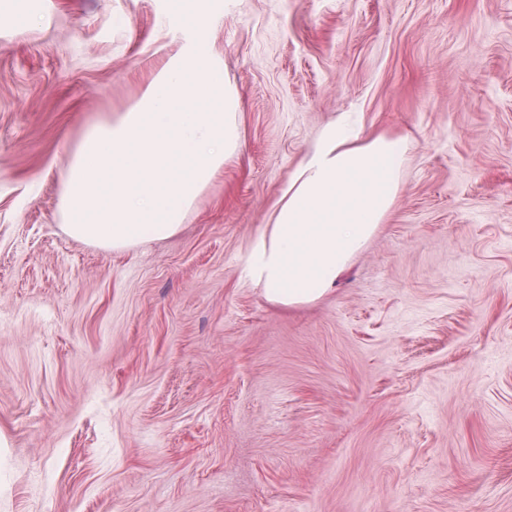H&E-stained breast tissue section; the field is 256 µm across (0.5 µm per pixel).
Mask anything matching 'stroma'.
<instances>
[{"instance_id":"1","label":"stroma","mask_w":512,"mask_h":512,"mask_svg":"<svg viewBox=\"0 0 512 512\" xmlns=\"http://www.w3.org/2000/svg\"><path fill=\"white\" fill-rule=\"evenodd\" d=\"M0 512H512V0H0ZM203 42L243 147L179 234L70 238L61 176ZM407 141L335 288L242 274L339 113Z\"/></svg>"}]
</instances>
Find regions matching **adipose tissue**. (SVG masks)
I'll return each mask as SVG.
<instances>
[{
  "label": "adipose tissue",
  "instance_id": "adipose-tissue-1",
  "mask_svg": "<svg viewBox=\"0 0 512 512\" xmlns=\"http://www.w3.org/2000/svg\"><path fill=\"white\" fill-rule=\"evenodd\" d=\"M406 151L404 139L365 135L345 116L325 126L255 238L245 278L276 305L321 298L389 213Z\"/></svg>",
  "mask_w": 512,
  "mask_h": 512
}]
</instances>
